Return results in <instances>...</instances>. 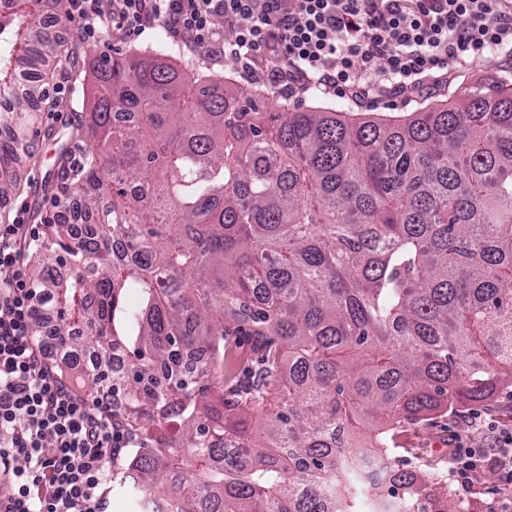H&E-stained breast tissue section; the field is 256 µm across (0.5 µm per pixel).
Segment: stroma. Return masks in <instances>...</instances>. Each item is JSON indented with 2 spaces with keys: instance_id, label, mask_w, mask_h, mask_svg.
<instances>
[{
  "instance_id": "obj_1",
  "label": "stroma",
  "mask_w": 512,
  "mask_h": 512,
  "mask_svg": "<svg viewBox=\"0 0 512 512\" xmlns=\"http://www.w3.org/2000/svg\"><path fill=\"white\" fill-rule=\"evenodd\" d=\"M77 27L76 19L69 16L56 24L57 30L69 34V45L78 57L77 66L59 65L55 68L54 81L64 87L61 99L66 107L61 111L42 112L38 129L30 139L36 157L27 171L23 192L0 195V205L10 215H17L22 210L27 220L36 219L43 224L56 222L59 216L53 195L45 191L44 183L59 170L57 158L60 147L70 148L77 155L82 152V141L72 137L71 132L79 128L92 96L91 75L87 69L92 54L143 55L154 45L157 36L156 30L152 29L131 43L116 42L108 36L100 42L91 43L79 39ZM472 415L481 416L482 420L498 428L512 430V394L504 392L477 406L458 407L404 423L398 431L394 451L401 467L421 476L431 473L444 475L448 472L449 448L457 445L464 448L487 447L485 430L466 423L467 417Z\"/></svg>"
}]
</instances>
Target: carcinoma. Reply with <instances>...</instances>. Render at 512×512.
<instances>
[{
  "instance_id": "1",
  "label": "carcinoma",
  "mask_w": 512,
  "mask_h": 512,
  "mask_svg": "<svg viewBox=\"0 0 512 512\" xmlns=\"http://www.w3.org/2000/svg\"><path fill=\"white\" fill-rule=\"evenodd\" d=\"M42 0H0V186L23 190L54 57ZM158 56L90 64L67 186L82 230L47 224L31 258L89 394L121 393L141 448L140 512H453L438 475L400 467L403 421L512 388V75L424 102L404 123L344 107L259 112L267 89ZM377 454L365 483L346 449Z\"/></svg>"
}]
</instances>
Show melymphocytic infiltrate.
<instances>
[{
  "instance_id": "1",
  "label": "lymphocytic infiltrate",
  "mask_w": 512,
  "mask_h": 512,
  "mask_svg": "<svg viewBox=\"0 0 512 512\" xmlns=\"http://www.w3.org/2000/svg\"><path fill=\"white\" fill-rule=\"evenodd\" d=\"M83 41H133L163 25L178 49L237 63L239 78L288 97L372 106L424 96L454 70L512 61V0H71ZM33 225H0V512H109L112 467L139 439L118 401H87L31 333L39 298L23 264ZM491 512H512V433L455 448L448 473L472 492L485 466Z\"/></svg>"
}]
</instances>
